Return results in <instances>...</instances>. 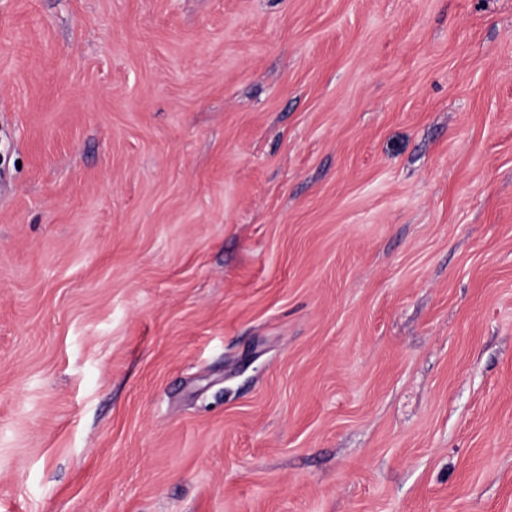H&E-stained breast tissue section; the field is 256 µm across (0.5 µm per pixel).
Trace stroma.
Masks as SVG:
<instances>
[{"mask_svg": "<svg viewBox=\"0 0 512 512\" xmlns=\"http://www.w3.org/2000/svg\"><path fill=\"white\" fill-rule=\"evenodd\" d=\"M0 512H512V0H0Z\"/></svg>", "mask_w": 512, "mask_h": 512, "instance_id": "35a3bbf8", "label": "stroma"}]
</instances>
